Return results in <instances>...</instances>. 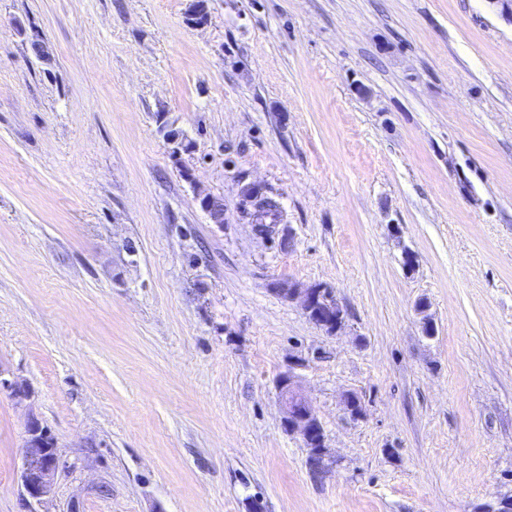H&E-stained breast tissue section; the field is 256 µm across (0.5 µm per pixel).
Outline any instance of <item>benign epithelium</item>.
<instances>
[{
    "instance_id": "benign-epithelium-1",
    "label": "benign epithelium",
    "mask_w": 512,
    "mask_h": 512,
    "mask_svg": "<svg viewBox=\"0 0 512 512\" xmlns=\"http://www.w3.org/2000/svg\"><path fill=\"white\" fill-rule=\"evenodd\" d=\"M211 223H224L222 199L205 195L200 198ZM276 292L287 299L299 300L306 313L316 311V325L325 330H337L345 324V311L337 301L332 288L326 284L318 288H278ZM9 391L11 397L22 404L30 399L29 388L17 381L0 376V390ZM277 389L282 404L283 425L288 433L302 439L308 450V464L314 473L325 472L334 463L325 445L323 426L309 403L301 395L297 376L293 372L280 377ZM73 466L60 453L56 442L50 441L48 431L33 412H28L22 445V464L19 474L20 512H44L42 507L56 494L58 477L68 473Z\"/></svg>"
}]
</instances>
